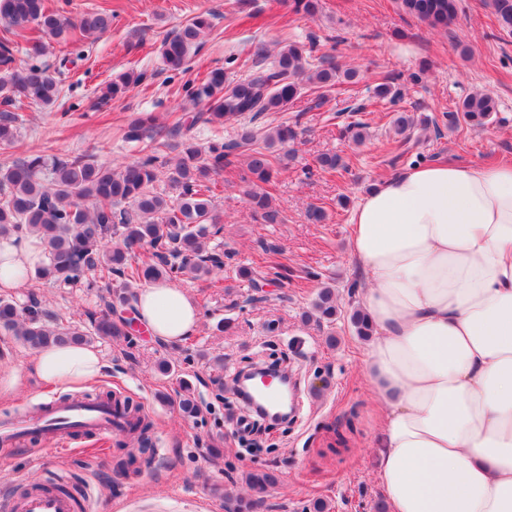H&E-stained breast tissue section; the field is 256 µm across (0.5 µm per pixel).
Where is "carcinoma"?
Here are the masks:
<instances>
[{
    "instance_id": "carcinoma-1",
    "label": "carcinoma",
    "mask_w": 512,
    "mask_h": 512,
    "mask_svg": "<svg viewBox=\"0 0 512 512\" xmlns=\"http://www.w3.org/2000/svg\"><path fill=\"white\" fill-rule=\"evenodd\" d=\"M403 9L434 28L446 29L455 20L457 0H401ZM501 28L512 34V0H490ZM35 25L36 37L26 39V59L16 62L14 47L8 38L0 40V144L10 145L17 138V114L21 102L28 100L45 106L54 104L62 94L61 82L38 63L51 40H59L70 31L83 38L97 37L112 26V14L92 12L77 21L58 10L46 7L44 0H0V26L11 33ZM210 29L207 17L198 15L168 36L162 45V59L169 71H180L189 55L200 46ZM356 72L340 71L334 64L319 62L310 69L303 64L302 49L289 44L279 51L272 67H254L251 74L229 81L224 70L209 72L199 84L183 86L185 95L202 106L189 125L182 122L174 130L187 135L198 124L222 123L244 118L255 120L267 112H284L306 89L330 88L337 83H353ZM145 80V74L125 73L101 88L91 108L104 110L131 84ZM376 96L392 105L403 98L398 79L383 77ZM497 112L495 97L488 91H474L464 97L457 111L448 113L450 124L472 128L487 126ZM125 138L144 143L139 157L119 167H109L84 156L59 157L31 154L0 167V239L20 241L37 236L43 246L45 264L36 279L51 282L58 288H88L103 283L100 300L105 309L91 315L90 327L63 324L57 315L41 308L36 293L26 295L22 303L0 298V331L15 337L32 350L50 346L90 344L94 338L126 335L127 323L114 317L112 280L120 281L123 302L136 299L134 288L157 280H177L184 275L195 278L224 270L227 252L210 246L211 238L221 230L220 216L212 203L210 176L224 169V164L247 156L252 186L246 197L250 207L264 222L282 221L273 206L269 191L262 185L271 183L275 164L288 157L276 158L268 153L273 147L284 150L296 138L289 125L266 130L250 124L240 127L235 139L215 141L208 146L206 157L199 149L186 144L183 156L176 160L169 175L178 191L175 199L153 192L158 178L167 137L155 124V118H136L125 131ZM319 168L338 174L349 172V164L337 154L318 158ZM153 249V259L143 257L144 247ZM313 312L307 318L333 323L341 314L336 291L330 286L320 289ZM350 322L359 336L372 334L367 314L355 310ZM151 426L138 417L128 435L141 444L149 442ZM277 481L269 469L254 470L246 475L249 497L235 501L233 512H258L266 503Z\"/></svg>"
}]
</instances>
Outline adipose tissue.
Segmentation results:
<instances>
[{
	"mask_svg": "<svg viewBox=\"0 0 512 512\" xmlns=\"http://www.w3.org/2000/svg\"><path fill=\"white\" fill-rule=\"evenodd\" d=\"M349 225L375 328L364 375L389 512H512V164L408 168L379 180ZM42 260L36 238L0 240V290L26 287ZM136 309L167 343L199 324L168 282L141 288ZM29 365L53 391L105 367L88 345L39 350Z\"/></svg>",
	"mask_w": 512,
	"mask_h": 512,
	"instance_id": "ef3b65f1",
	"label": "adipose tissue"
}]
</instances>
